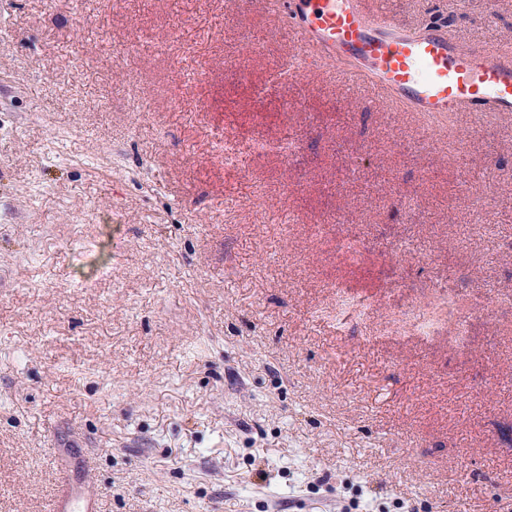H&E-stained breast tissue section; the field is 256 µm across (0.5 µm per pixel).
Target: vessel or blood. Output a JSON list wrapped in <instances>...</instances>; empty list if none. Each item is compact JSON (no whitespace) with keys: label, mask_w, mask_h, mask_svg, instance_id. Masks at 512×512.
I'll return each instance as SVG.
<instances>
[{"label":"vessel or blood","mask_w":512,"mask_h":512,"mask_svg":"<svg viewBox=\"0 0 512 512\" xmlns=\"http://www.w3.org/2000/svg\"><path fill=\"white\" fill-rule=\"evenodd\" d=\"M284 18L299 34L300 68L352 60L366 79L411 112H512V54L466 50L438 25L412 30L374 0H286Z\"/></svg>","instance_id":"b4317fda"}]
</instances>
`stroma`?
Here are the masks:
<instances>
[{"label": "stroma", "instance_id": "obj_1", "mask_svg": "<svg viewBox=\"0 0 512 512\" xmlns=\"http://www.w3.org/2000/svg\"><path fill=\"white\" fill-rule=\"evenodd\" d=\"M381 2L512 51V0ZM296 42L270 0H0V512L63 473L96 512H512V314L463 352L386 307L512 290V113L428 124Z\"/></svg>", "mask_w": 512, "mask_h": 512}]
</instances>
